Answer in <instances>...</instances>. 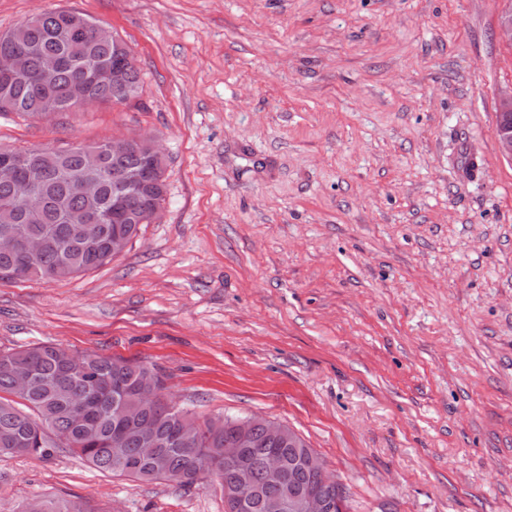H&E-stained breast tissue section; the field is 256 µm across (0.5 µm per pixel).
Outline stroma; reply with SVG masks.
Returning a JSON list of instances; mask_svg holds the SVG:
<instances>
[{"mask_svg":"<svg viewBox=\"0 0 512 512\" xmlns=\"http://www.w3.org/2000/svg\"><path fill=\"white\" fill-rule=\"evenodd\" d=\"M73 10L118 34L139 95L30 119L0 148L148 133L160 214L112 261L0 279V351L153 366L200 418L300 434L349 512H512V0H0V34ZM224 512L216 480L0 458V512ZM498 115L500 118H507L508 124H501L498 128V137L502 152L512 158V90L510 93L501 96L498 103Z\"/></svg>","mask_w":512,"mask_h":512,"instance_id":"35a3bbf8","label":"stroma"}]
</instances>
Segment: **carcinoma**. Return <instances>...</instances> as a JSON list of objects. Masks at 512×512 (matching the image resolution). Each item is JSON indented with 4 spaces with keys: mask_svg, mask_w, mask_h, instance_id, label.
Segmentation results:
<instances>
[{
    "mask_svg": "<svg viewBox=\"0 0 512 512\" xmlns=\"http://www.w3.org/2000/svg\"><path fill=\"white\" fill-rule=\"evenodd\" d=\"M93 20L69 10L29 17L0 35V112L47 118L90 103H120L141 90V71L128 66L127 44L119 37L106 41L92 29ZM22 50L27 69L8 75L1 62ZM58 61L48 70L45 61ZM98 155L99 167L88 166L87 153ZM16 166V175L32 188L27 198L17 194L15 182L0 180V278L51 283L73 278L112 261L114 242H130L138 225L149 223L164 200L157 180L165 178L148 147L112 148V141L66 148L10 149L0 152V164ZM136 174L135 186L122 185L113 174ZM94 179L99 191H82ZM95 217L96 223L86 219ZM39 238L45 248L36 259L27 257L21 243ZM150 367L95 353H73L53 344H34L0 352V457H45L62 444L82 456L94 469L142 482L184 478L193 485L205 476L223 485L235 472L224 469V448L235 442L236 417L204 420L177 404H141L135 417L150 427L142 438L125 425L121 413L131 406L135 388ZM31 377L25 391L16 376ZM87 399L84 410L73 407L67 394ZM276 448L285 464L284 483L265 482V460ZM305 439L296 442L273 435L261 424L252 429L240 449L257 490L249 512H262V500L279 496L286 512L299 493L316 487L336 502L335 512L348 508L344 487L323 484L311 472ZM46 512H89L80 500H44Z\"/></svg>",
    "mask_w": 512,
    "mask_h": 512,
    "instance_id": "1",
    "label": "carcinoma"
}]
</instances>
